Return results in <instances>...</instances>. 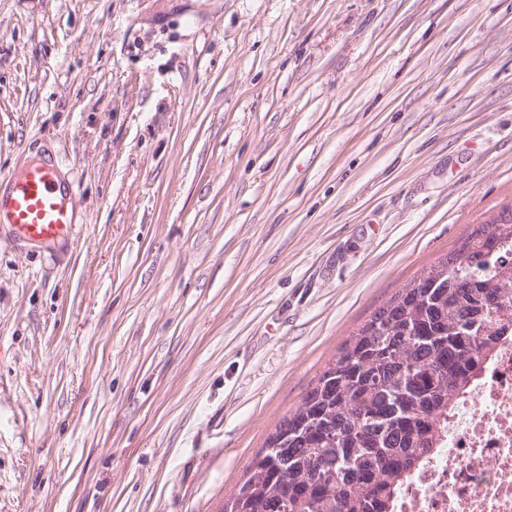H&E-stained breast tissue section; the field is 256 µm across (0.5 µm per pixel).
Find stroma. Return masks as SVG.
<instances>
[{
	"label": "stroma",
	"instance_id": "stroma-1",
	"mask_svg": "<svg viewBox=\"0 0 512 512\" xmlns=\"http://www.w3.org/2000/svg\"><path fill=\"white\" fill-rule=\"evenodd\" d=\"M0 512H222L338 348L512 205V0H0ZM11 189L0 194V222L11 224L26 240L51 242L72 228L73 212L59 196L61 184L48 164L36 163L19 176H9ZM61 191L63 186L60 185Z\"/></svg>",
	"mask_w": 512,
	"mask_h": 512
}]
</instances>
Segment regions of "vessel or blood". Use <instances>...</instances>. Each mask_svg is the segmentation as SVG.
Here are the masks:
<instances>
[{"label":"vessel or blood","instance_id":"b4317fda","mask_svg":"<svg viewBox=\"0 0 512 512\" xmlns=\"http://www.w3.org/2000/svg\"><path fill=\"white\" fill-rule=\"evenodd\" d=\"M9 193L0 194V220L15 227L26 240L51 242L71 229L73 212L59 196L54 168L36 163L11 177Z\"/></svg>","mask_w":512,"mask_h":512}]
</instances>
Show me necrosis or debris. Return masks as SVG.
Segmentation results:
<instances>
[{
	"instance_id": "1",
	"label": "necrosis or debris",
	"mask_w": 512,
	"mask_h": 512,
	"mask_svg": "<svg viewBox=\"0 0 512 512\" xmlns=\"http://www.w3.org/2000/svg\"><path fill=\"white\" fill-rule=\"evenodd\" d=\"M440 446L404 479L390 512H512V339L439 428Z\"/></svg>"
}]
</instances>
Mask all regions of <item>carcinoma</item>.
Masks as SVG:
<instances>
[{
    "instance_id": "cac0c4a2",
    "label": "carcinoma",
    "mask_w": 512,
    "mask_h": 512,
    "mask_svg": "<svg viewBox=\"0 0 512 512\" xmlns=\"http://www.w3.org/2000/svg\"><path fill=\"white\" fill-rule=\"evenodd\" d=\"M417 280L341 346L223 512H388L455 395L512 337V206Z\"/></svg>"
}]
</instances>
